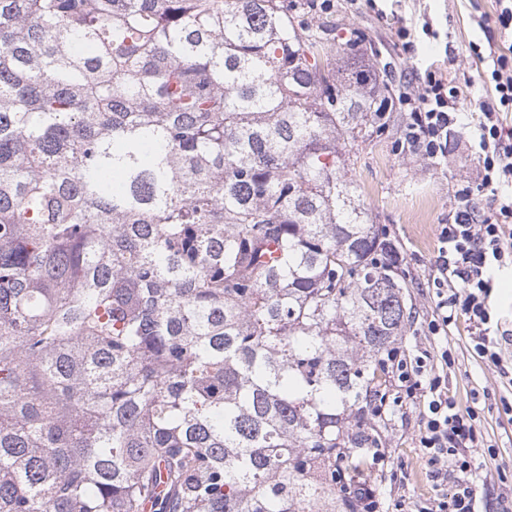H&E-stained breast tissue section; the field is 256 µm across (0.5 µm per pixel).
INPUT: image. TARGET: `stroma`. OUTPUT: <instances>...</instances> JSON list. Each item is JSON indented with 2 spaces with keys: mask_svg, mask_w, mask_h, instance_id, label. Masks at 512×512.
<instances>
[{
  "mask_svg": "<svg viewBox=\"0 0 512 512\" xmlns=\"http://www.w3.org/2000/svg\"><path fill=\"white\" fill-rule=\"evenodd\" d=\"M289 8L302 26L328 28L334 46L350 42L360 52L365 40H373L383 58L394 64L397 82L408 77L421 82L426 67L436 59L449 74H466L472 85L461 94L463 113L472 111L473 98L482 93L483 66L473 55L474 45H498L504 36L499 0H357L353 5L334 0L328 13L309 10L306 0H290ZM405 20L429 22L434 33H416L410 44H403L398 28ZM400 134L396 127L360 144L353 175L374 224L386 228L403 258L400 269L415 319L400 342L413 351L426 344L422 325L434 309L431 282L438 227L448 221L455 191L470 187L481 208L489 203L465 130L452 129L448 156L435 163L396 152ZM491 300L502 358L512 362V269L498 273ZM470 336L465 319L448 328L447 342L456 359L448 372V389L460 409H477L480 428L494 446L492 453L476 456L485 481L478 493L486 512H512V415L503 409L504 402H512V384L473 352ZM418 420L419 407L409 401L387 418L381 436L387 462L382 469L367 471V482L377 492V512H395L401 503L424 506L435 495L423 451L415 441Z\"/></svg>",
  "mask_w": 512,
  "mask_h": 512,
  "instance_id": "1",
  "label": "stroma"
}]
</instances>
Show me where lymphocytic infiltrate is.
Masks as SVG:
<instances>
[{
  "label": "lymphocytic infiltrate",
  "mask_w": 512,
  "mask_h": 512,
  "mask_svg": "<svg viewBox=\"0 0 512 512\" xmlns=\"http://www.w3.org/2000/svg\"><path fill=\"white\" fill-rule=\"evenodd\" d=\"M492 83L491 99H476L469 122L456 110L460 90L452 82L429 75L426 85L410 100L404 126V143L422 157L440 160L448 151V132L465 126L476 149L482 184L492 192L490 217H481L466 191H458L450 221L441 225L440 247L433 282L437 302L427 322L428 337L446 335L458 315H466L472 328L474 349L480 358L504 367L498 352V324L490 302L495 275L512 264V128L503 124L500 109H512V46L490 47L486 58ZM388 359L400 383L404 400H425L418 442L426 451L429 475L440 491L427 512H479L477 466L473 449L488 441L476 424L474 412H461L448 393V371L455 363L451 350H422L408 355L394 348ZM457 476L451 489L443 482L449 471Z\"/></svg>",
  "instance_id": "obj_1"
}]
</instances>
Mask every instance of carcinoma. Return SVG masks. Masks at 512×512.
I'll return each instance as SVG.
<instances>
[{"label": "carcinoma", "mask_w": 512, "mask_h": 512, "mask_svg": "<svg viewBox=\"0 0 512 512\" xmlns=\"http://www.w3.org/2000/svg\"><path fill=\"white\" fill-rule=\"evenodd\" d=\"M329 57L281 0H0V512H361L396 78Z\"/></svg>", "instance_id": "carcinoma-1"}]
</instances>
